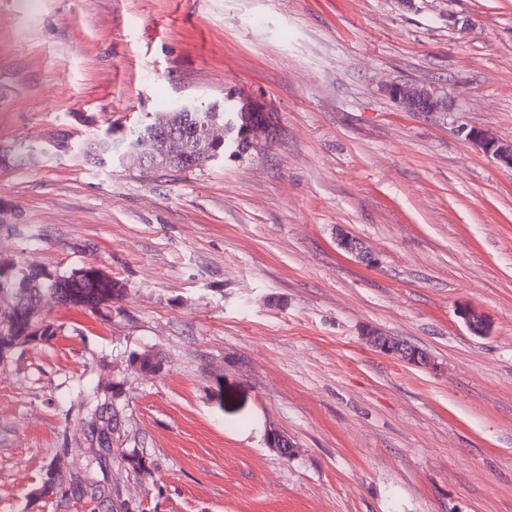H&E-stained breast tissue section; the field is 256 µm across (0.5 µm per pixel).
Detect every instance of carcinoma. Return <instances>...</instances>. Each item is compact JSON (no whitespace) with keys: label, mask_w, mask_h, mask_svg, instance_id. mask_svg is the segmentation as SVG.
<instances>
[{"label":"carcinoma","mask_w":512,"mask_h":512,"mask_svg":"<svg viewBox=\"0 0 512 512\" xmlns=\"http://www.w3.org/2000/svg\"><path fill=\"white\" fill-rule=\"evenodd\" d=\"M204 112H188L179 122L170 124L167 113L156 112L151 121L133 134L138 139L149 134L154 124L170 126L177 137L188 143V151L175 165L177 169H190L204 165L191 142L194 141L195 127L205 118ZM224 121L231 123V131L224 142L212 147V152L220 156L234 147L236 138L242 135L245 125L264 122V113L244 108L241 101H224V112L220 113ZM71 152L80 155L85 161L103 165L112 156V141L97 137L71 144ZM57 296L66 306L108 309L112 300L123 292V285L106 272L90 275L86 267L77 268L67 275H53L43 269H29L21 263H15L6 269H0V304L7 311L0 313V358L2 350H13L23 344H42L50 341L57 333L53 324L41 319L34 308L45 293ZM88 431L95 439L99 453L95 463L112 454V415L102 411L94 415L88 423Z\"/></svg>","instance_id":"obj_1"}]
</instances>
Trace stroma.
I'll return each mask as SVG.
<instances>
[{"label":"stroma","instance_id":"35a3bbf8","mask_svg":"<svg viewBox=\"0 0 512 512\" xmlns=\"http://www.w3.org/2000/svg\"><path fill=\"white\" fill-rule=\"evenodd\" d=\"M230 92L270 141L185 171L55 148ZM473 129L512 141V0H0V148L37 152L0 166V261L124 286L45 297L56 336L0 359V512H512V167ZM386 90L408 112H443L448 109L447 101L425 87L393 82ZM363 336L366 343L376 352L410 365L424 367L430 365L429 358H423L421 355V353H423L424 356H427V354L418 347L413 346L420 352L408 347V345L402 341L392 336H387L373 328L366 329ZM109 413V414H108ZM92 440L95 439L100 453L95 457V463H102V457L112 454V415L103 409L92 417L87 425Z\"/></svg>","mask_w":512,"mask_h":512}]
</instances>
